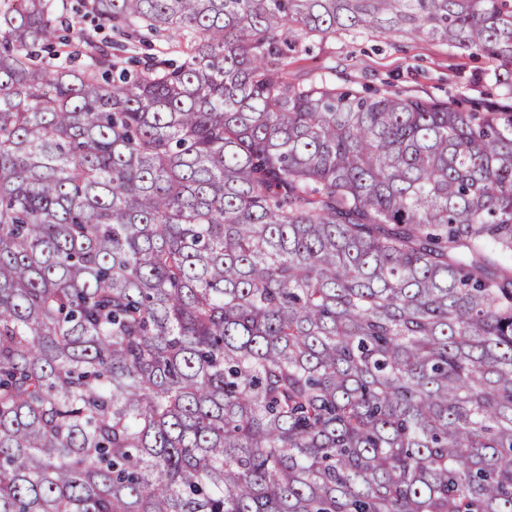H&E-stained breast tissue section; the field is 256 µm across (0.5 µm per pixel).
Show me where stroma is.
Listing matches in <instances>:
<instances>
[{
  "instance_id": "obj_1",
  "label": "stroma",
  "mask_w": 512,
  "mask_h": 512,
  "mask_svg": "<svg viewBox=\"0 0 512 512\" xmlns=\"http://www.w3.org/2000/svg\"><path fill=\"white\" fill-rule=\"evenodd\" d=\"M492 60L449 51L423 39L388 35L316 38L294 54L288 80L304 84L327 73L340 86L361 90L388 89L424 98L456 100L464 106H495L506 98L485 73Z\"/></svg>"
}]
</instances>
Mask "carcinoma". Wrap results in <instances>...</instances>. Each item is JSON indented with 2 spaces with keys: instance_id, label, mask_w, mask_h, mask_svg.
I'll use <instances>...</instances> for the list:
<instances>
[{
  "instance_id": "cac0c4a2",
  "label": "carcinoma",
  "mask_w": 512,
  "mask_h": 512,
  "mask_svg": "<svg viewBox=\"0 0 512 512\" xmlns=\"http://www.w3.org/2000/svg\"><path fill=\"white\" fill-rule=\"evenodd\" d=\"M0 8V512H512V107L288 54L495 62L512 0ZM307 50L289 59L288 81L308 83L321 73L331 74L337 86L360 90L387 88L464 106L512 100L485 77L494 62L469 53L448 51L428 39L388 35L326 36L306 42ZM169 41L167 39L155 40L153 41L151 48H146L141 46L136 42H126V48L124 49L123 55L125 57H138L142 58L144 55L152 54V55H161V52H172L167 57L180 60L182 57L181 49L178 48L176 43L168 44Z\"/></svg>"
}]
</instances>
